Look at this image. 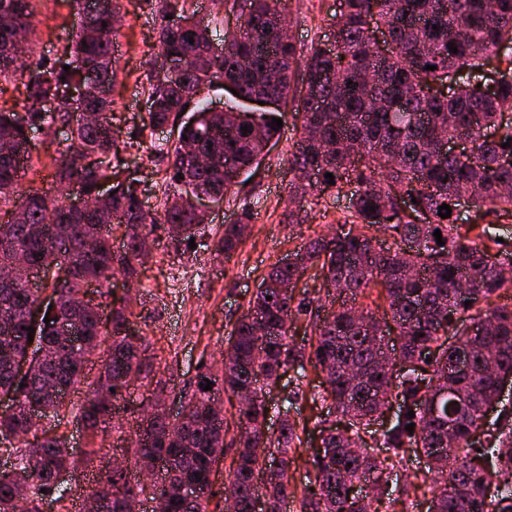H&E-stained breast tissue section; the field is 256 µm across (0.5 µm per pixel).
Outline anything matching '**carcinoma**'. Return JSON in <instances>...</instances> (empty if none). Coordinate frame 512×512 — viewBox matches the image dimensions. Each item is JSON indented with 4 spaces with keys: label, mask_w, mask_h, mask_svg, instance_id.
<instances>
[{
    "label": "carcinoma",
    "mask_w": 512,
    "mask_h": 512,
    "mask_svg": "<svg viewBox=\"0 0 512 512\" xmlns=\"http://www.w3.org/2000/svg\"><path fill=\"white\" fill-rule=\"evenodd\" d=\"M73 2L78 23L72 50L57 63L29 61L19 68L10 54L16 36L29 39L36 0H0V76L18 73L25 88L21 111H0V206H11L7 221L0 222V262L17 263L13 283L0 286V394L14 401L10 413H0V448L15 460L13 468L0 471V512H43L48 497H66L62 474L76 479L78 459L63 435L50 433L66 413L55 388L87 385L81 410L86 430L95 434L110 425L124 432L115 410L131 383L153 375L156 356L133 330L129 302L113 298L112 279L118 273L139 279L146 260L141 244L159 227L176 250L204 237L207 217L191 198H221L243 184L242 176L259 165L280 131L272 118L288 110L299 120L288 159L294 175L290 197L301 201L354 184L350 217L361 230L318 236L295 253L294 265L277 263L262 277L235 322L221 372H201L194 386L180 392L183 414H167L154 398L153 417L135 418L123 439L133 460L148 454L160 459L159 484L147 490L123 470L110 469L89 490L95 512H124L126 495L151 500L154 512H219L212 463L224 456V418L210 403L221 390L249 394L238 402L239 434L225 466V492L233 496L235 512H255L260 497L262 512H286L295 498L300 512H368L353 494L359 483L366 486L364 498L396 512L389 481L412 456L425 458L433 474L430 512H512V416L486 423L482 412L498 397V377H512V305L494 303L512 291L503 270L512 268V247L484 230L474 240L457 232L462 192L470 193V207L485 217L512 213V190H505L512 187V161H506L512 158V121H503L512 112V49L501 52L504 37H512V0H343L335 50L317 44L304 55L279 25L285 0H233L240 26L224 37L222 63L211 56L208 25L184 9L186 0H158L159 50L147 75L150 107L140 130L170 128V137L156 146L166 160L170 193L149 221L141 213L136 180L118 171L122 153L141 142L137 136L123 139L110 117L118 0ZM374 18L394 45L388 54L368 34ZM451 45L457 53L449 51ZM301 55L306 73L299 91L292 79ZM491 57L502 66L488 78L483 68ZM74 82L84 86V95L62 97ZM227 82L239 89L227 108H215L201 96L203 88ZM448 82V98L429 96L431 86ZM259 92L278 107L249 108L246 102ZM52 99L58 100L54 110L41 107ZM55 126L68 128L70 138L50 156L53 177L83 182L89 206L81 211L33 189L17 192L20 172L31 162L29 132ZM457 134L470 140L473 162L441 150V140ZM327 173L335 185L328 184ZM102 179L116 190L105 199L95 193ZM404 190L416 199L412 209L428 212L429 223L414 224L398 208L392 194ZM443 204L451 207L445 219L438 215ZM250 220L246 210L236 223L224 225L216 251L236 250L241 226ZM115 226L123 229L118 249L112 246ZM437 230L442 246L433 236ZM375 232L418 248L377 253L370 247ZM89 238L97 240L92 251L84 250ZM29 267L42 271V288L27 287ZM312 271L336 305L327 314L306 295L296 297L298 284ZM93 283L101 297L119 304L106 316L77 303ZM378 287L398 330L397 357L383 343L371 310L355 305ZM43 292L56 296V306L42 314L50 322H33L30 312ZM254 316L269 326L266 335L255 334ZM300 320L312 338L297 346L290 337ZM60 323L76 329L82 342L59 336ZM28 352L35 355L33 365L19 374L13 362ZM99 353L106 358L89 382L85 368ZM384 356L393 363L417 361L421 371L385 373ZM461 356L464 371L455 369ZM290 365L299 379L309 367L324 374L323 389L310 400L334 409L345 423L321 430L320 443L307 449L314 480L299 493L289 477L302 442L290 416L296 394L278 409V428L266 426L267 389ZM209 381L211 389L203 390ZM393 402L399 408L395 421L378 428ZM36 407L42 426L31 419ZM408 424L413 431L406 430ZM369 439L385 449L384 457L370 452ZM269 448L279 454L273 467L266 463ZM186 484L196 488L194 497L181 494Z\"/></svg>",
    "instance_id": "cac0c4a2"
}]
</instances>
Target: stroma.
<instances>
[{"label": "stroma", "instance_id": "stroma-1", "mask_svg": "<svg viewBox=\"0 0 512 512\" xmlns=\"http://www.w3.org/2000/svg\"><path fill=\"white\" fill-rule=\"evenodd\" d=\"M121 23L117 33V80L111 91L115 101L112 123L122 133L135 131L145 116L148 99L146 75L158 51L155 38V11L147 0H120ZM188 11L209 25L213 45L224 42V34L238 22L225 0H188ZM341 0H291L289 30L298 46L333 42L335 16ZM74 17L60 0H39L33 20L31 43L34 56L54 60L62 55L75 37ZM278 141L261 164L253 169L238 191L227 194L223 203L209 202L212 230L237 220L242 209H250L253 220L241 245L230 256L215 254L212 238L199 240L195 248L178 252L158 231L151 258L145 264L135 288L133 321L147 336L157 356V383L140 380L125 394L132 407L147 404L157 387H164L171 398V410H178L176 397L184 386L193 384L203 367L221 361L234 323L248 308L257 285L272 264L288 261L310 239L335 231H347L349 191H326L315 202L306 204L303 223L289 224L284 215L292 202L289 198V152L298 123L294 113L282 118ZM169 130L153 131L144 136L140 150L127 156L126 172L139 181V193L147 211L162 208L163 171L166 163L154 153V143L169 137ZM65 131L51 130L36 134L32 155L34 167L20 181L21 190L52 191L54 179L44 156L48 144H63ZM86 399L85 388L71 391L66 404L68 418L60 428L78 452L95 447L96 453L86 474L95 478L103 461L122 456L123 450L112 438L111 429L100 431L95 442H88L79 419V409ZM432 477L425 460L413 459L397 469L391 480L394 490L406 501L414 502L415 512H427L433 497Z\"/></svg>", "mask_w": 512, "mask_h": 512}]
</instances>
